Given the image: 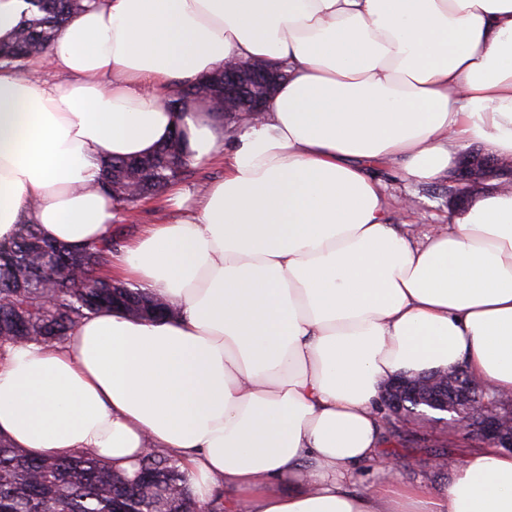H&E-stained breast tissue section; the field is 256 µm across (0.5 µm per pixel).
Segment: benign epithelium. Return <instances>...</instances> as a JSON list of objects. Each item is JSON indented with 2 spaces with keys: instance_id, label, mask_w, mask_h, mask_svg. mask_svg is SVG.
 Instances as JSON below:
<instances>
[{
  "instance_id": "obj_1",
  "label": "benign epithelium",
  "mask_w": 512,
  "mask_h": 512,
  "mask_svg": "<svg viewBox=\"0 0 512 512\" xmlns=\"http://www.w3.org/2000/svg\"><path fill=\"white\" fill-rule=\"evenodd\" d=\"M283 77L282 71L266 64L235 63L211 78L206 94L224 108V117L241 112L245 119L256 120ZM498 169L511 170L512 161L472 157L455 171L452 183L466 190L484 181L489 171ZM450 377L457 380L459 387L458 394L451 398L434 388V382H445ZM487 394L488 385L460 367L453 372L436 371L427 379L400 374L383 386L384 402L392 416L399 418L409 412L410 405L423 404L434 411L451 414L448 419L451 428L512 451V433L505 425V420L512 417V406L495 403Z\"/></svg>"
}]
</instances>
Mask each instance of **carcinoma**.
Instances as JSON below:
<instances>
[{"label": "carcinoma", "mask_w": 512, "mask_h": 512, "mask_svg": "<svg viewBox=\"0 0 512 512\" xmlns=\"http://www.w3.org/2000/svg\"><path fill=\"white\" fill-rule=\"evenodd\" d=\"M29 18L0 63L12 65L44 52L71 15L94 0H29ZM190 167L169 141L143 158H114L103 169L102 187L118 204L133 208L126 192L135 176L140 196L163 192ZM112 236L80 249L43 238L37 225H17L9 242H0V336L12 340L62 342L84 318L119 308L146 317L172 312L142 289L107 274ZM179 461L154 451L133 475L104 463L91 451L69 459L31 457L0 438V512H203L186 489Z\"/></svg>", "instance_id": "cac0c4a2"}]
</instances>
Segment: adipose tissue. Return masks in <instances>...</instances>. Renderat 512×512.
<instances>
[{"instance_id":"adipose-tissue-1","label":"adipose tissue","mask_w":512,"mask_h":512,"mask_svg":"<svg viewBox=\"0 0 512 512\" xmlns=\"http://www.w3.org/2000/svg\"><path fill=\"white\" fill-rule=\"evenodd\" d=\"M267 60L288 78L232 133L166 105ZM175 128L224 177L114 269L173 315L0 340V434L126 470L163 450L194 496L221 479L248 512H512V453L489 442L432 495L349 488L381 456L391 376L461 365L512 395V190L484 188L418 240L370 175L434 182L474 144L512 158V0H98L24 72L0 66V241L25 217L72 246L110 235L103 164ZM285 478L300 492L278 493Z\"/></svg>"}]
</instances>
